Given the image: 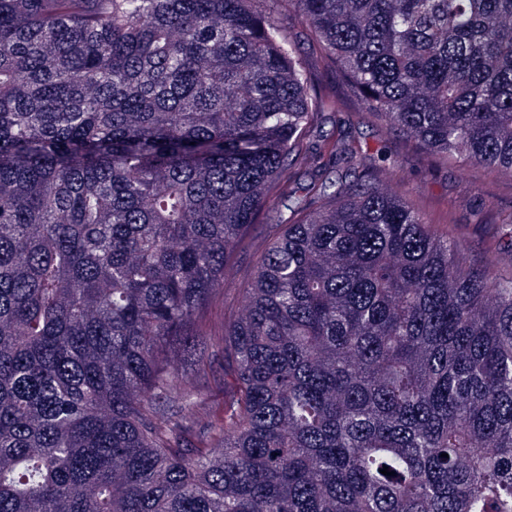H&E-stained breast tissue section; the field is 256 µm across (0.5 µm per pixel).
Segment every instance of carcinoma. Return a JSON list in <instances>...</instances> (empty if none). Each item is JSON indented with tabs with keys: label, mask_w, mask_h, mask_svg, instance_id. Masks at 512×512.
<instances>
[{
	"label": "carcinoma",
	"mask_w": 512,
	"mask_h": 512,
	"mask_svg": "<svg viewBox=\"0 0 512 512\" xmlns=\"http://www.w3.org/2000/svg\"><path fill=\"white\" fill-rule=\"evenodd\" d=\"M301 40L512 175V0H0V512H512V272L316 139ZM280 210L281 207L278 205L271 206L269 209H266V216L260 222V224L255 226L253 232L252 247L249 251L242 254L239 259L240 274L233 283L225 286V288H229L226 291V298H232L235 295L234 288L239 287L241 278L249 276V274L253 271L257 257L261 250L264 249L269 240V234L272 232L270 224L277 223Z\"/></svg>",
	"instance_id": "obj_1"
}]
</instances>
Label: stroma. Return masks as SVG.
I'll return each instance as SVG.
<instances>
[{
    "instance_id": "obj_1",
    "label": "stroma",
    "mask_w": 512,
    "mask_h": 512,
    "mask_svg": "<svg viewBox=\"0 0 512 512\" xmlns=\"http://www.w3.org/2000/svg\"><path fill=\"white\" fill-rule=\"evenodd\" d=\"M318 132L330 141L344 136L366 156L387 147L394 161L389 189H410L428 224L454 238L471 257L500 272L512 270V234L499 222L512 213V177L454 162L432 166L423 150L406 145L352 102L325 113Z\"/></svg>"
}]
</instances>
